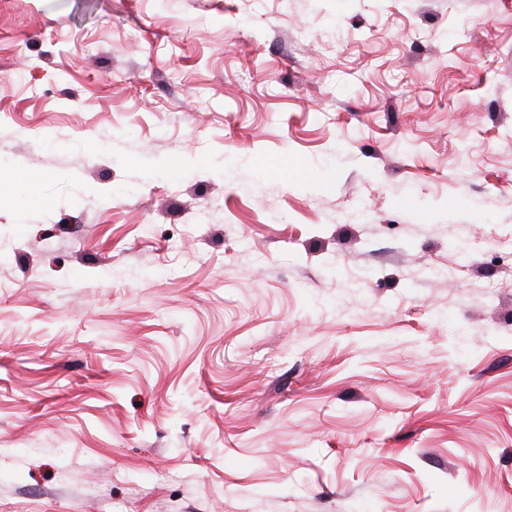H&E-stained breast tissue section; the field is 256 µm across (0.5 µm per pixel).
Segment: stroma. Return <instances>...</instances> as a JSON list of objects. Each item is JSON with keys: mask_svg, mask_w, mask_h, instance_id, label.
Listing matches in <instances>:
<instances>
[{"mask_svg": "<svg viewBox=\"0 0 512 512\" xmlns=\"http://www.w3.org/2000/svg\"><path fill=\"white\" fill-rule=\"evenodd\" d=\"M0 512H512V0H0Z\"/></svg>", "mask_w": 512, "mask_h": 512, "instance_id": "obj_1", "label": "stroma"}]
</instances>
